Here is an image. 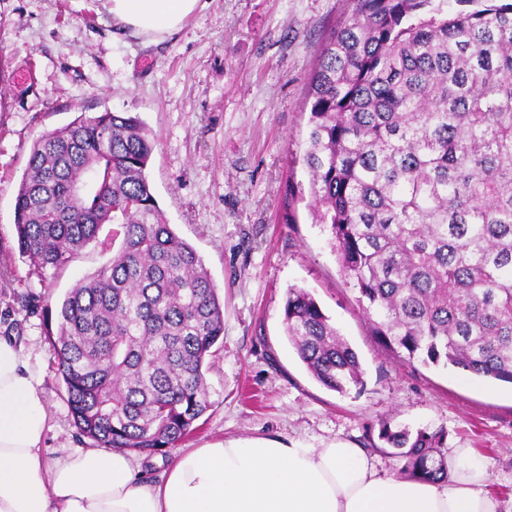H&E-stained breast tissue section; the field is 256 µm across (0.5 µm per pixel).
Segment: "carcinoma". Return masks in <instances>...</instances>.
<instances>
[{"label":"carcinoma","instance_id":"cac0c4a2","mask_svg":"<svg viewBox=\"0 0 512 512\" xmlns=\"http://www.w3.org/2000/svg\"><path fill=\"white\" fill-rule=\"evenodd\" d=\"M432 0H350L308 91L303 162L315 223L379 343L404 362L512 384V3L444 17ZM139 116H80L37 139L15 200L17 245L60 268L105 224L110 263L77 282L48 331L78 433L146 462L209 407L205 372L224 303L159 207ZM284 324L313 378L363 385L355 350L313 295L288 288ZM443 429L381 423L407 478L448 477Z\"/></svg>","mask_w":512,"mask_h":512}]
</instances>
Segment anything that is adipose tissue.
<instances>
[{
  "mask_svg": "<svg viewBox=\"0 0 512 512\" xmlns=\"http://www.w3.org/2000/svg\"><path fill=\"white\" fill-rule=\"evenodd\" d=\"M134 36L161 39L199 0H107ZM41 380L0 337V512H500L469 451L448 455V477L418 481L378 468L366 448L278 440L217 441L169 460L147 482L129 453L76 450L47 464Z\"/></svg>",
  "mask_w": 512,
  "mask_h": 512,
  "instance_id": "1",
  "label": "adipose tissue"
}]
</instances>
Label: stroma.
I'll list each match as a JSON object with an SVG mask.
<instances>
[{
	"label": "stroma",
	"instance_id": "35a3bbf8",
	"mask_svg": "<svg viewBox=\"0 0 512 512\" xmlns=\"http://www.w3.org/2000/svg\"><path fill=\"white\" fill-rule=\"evenodd\" d=\"M349 0H204L172 36L129 37L104 0H0V336L42 378L47 460L92 447L56 375L48 315L108 264L111 225L60 269L33 271L16 243L14 203L30 149L81 115L135 112L157 139L148 172L169 224L202 256L224 301V341L206 372L210 406L184 445L275 438L312 448L364 445L381 421L444 428L473 449L512 512V387L458 369L410 367L371 335L310 197L306 95ZM31 74L33 91L21 90ZM306 288L357 352L364 384L340 394L289 342L290 286Z\"/></svg>",
	"mask_w": 512,
	"mask_h": 512
}]
</instances>
